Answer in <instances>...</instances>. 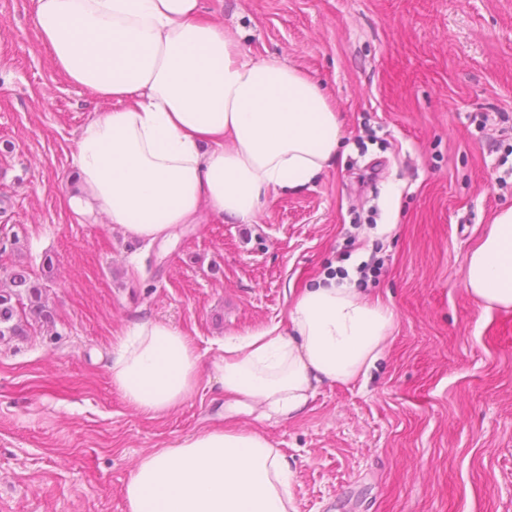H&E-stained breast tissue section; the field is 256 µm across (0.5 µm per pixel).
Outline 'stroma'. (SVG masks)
<instances>
[{
  "label": "stroma",
  "instance_id": "35a3bbf8",
  "mask_svg": "<svg viewBox=\"0 0 512 512\" xmlns=\"http://www.w3.org/2000/svg\"><path fill=\"white\" fill-rule=\"evenodd\" d=\"M219 18L245 52L323 84L339 153L249 223L132 240L68 208L92 96L39 49L27 0H0V285L27 271L54 317L0 342V512H125L141 456L231 427L287 458L292 512H512V309L483 311L463 284L512 205L497 170L512 167V0H223ZM374 256L358 285L396 323L367 376L291 417L229 409L220 343L287 326L293 291ZM146 319L200 356L194 395L155 416L111 377Z\"/></svg>",
  "mask_w": 512,
  "mask_h": 512
}]
</instances>
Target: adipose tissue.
Segmentation results:
<instances>
[{
	"instance_id": "1",
	"label": "adipose tissue",
	"mask_w": 512,
	"mask_h": 512,
	"mask_svg": "<svg viewBox=\"0 0 512 512\" xmlns=\"http://www.w3.org/2000/svg\"><path fill=\"white\" fill-rule=\"evenodd\" d=\"M38 42L57 71L99 103L74 154L76 214L105 215L124 234L168 238L208 216L250 221L278 193L309 185L341 146L322 85L257 59L205 0H31ZM464 287L483 310L512 309V206L466 260ZM289 328L225 341L213 363L230 406L258 401L283 416L322 383L367 375L393 310L324 277L291 301ZM200 357L192 338L144 320L112 361V384L136 411L188 400ZM293 472L261 434L216 429L139 459L126 512H289Z\"/></svg>"
}]
</instances>
